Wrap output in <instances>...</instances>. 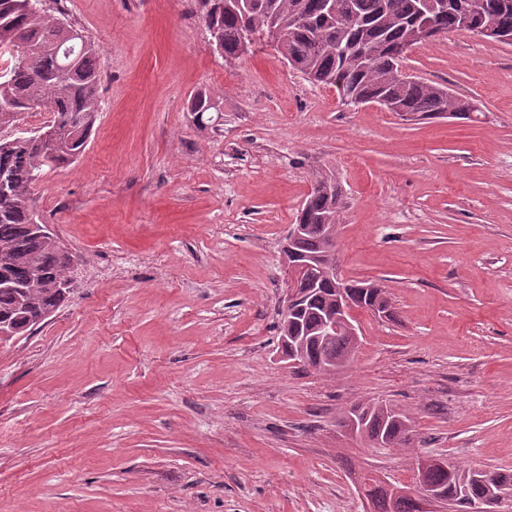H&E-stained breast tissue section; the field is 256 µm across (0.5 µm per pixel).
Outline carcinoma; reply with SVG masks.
<instances>
[{"label": "carcinoma", "instance_id": "cac0c4a2", "mask_svg": "<svg viewBox=\"0 0 512 512\" xmlns=\"http://www.w3.org/2000/svg\"><path fill=\"white\" fill-rule=\"evenodd\" d=\"M45 0H0V46L21 48L29 56L12 55L0 68V125L15 120L38 103L66 135L64 148L52 154L35 134L20 129L0 138V322L8 321L15 334L29 331L34 319L54 312L69 290L70 257L58 244L32 233L36 223L29 188L45 167L73 163L87 146L97 120L100 76L91 45L73 46L72 25L44 9ZM203 19L218 35L226 59L241 54L245 33L261 38L275 26L277 47L288 64L310 81L334 86L342 99L361 104L381 98L419 120L455 112L460 96L440 83L406 80L396 56L403 43L414 40L423 15L437 34L466 31L480 35L493 24L512 36V0H201ZM295 223L303 225L291 247L299 257L314 256L325 245V226L336 224L342 191L336 178L321 174ZM355 306L380 307L385 318L396 312L385 288L369 281L348 282ZM336 283L318 279L306 292L302 306L277 325L281 352L298 367L320 371L330 364L347 367L359 337L344 329L328 336L321 329L335 311ZM361 424V437L389 448L411 443V417L391 404L365 402L343 413ZM417 472L415 492L402 491L395 512H418L417 493L427 487L450 500L454 512H471L486 499H501L512 489V475L442 464L428 456L412 461ZM373 512H389L382 486L369 491Z\"/></svg>", "mask_w": 512, "mask_h": 512}]
</instances>
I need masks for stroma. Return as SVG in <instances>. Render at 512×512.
Here are the masks:
<instances>
[{"instance_id": "obj_1", "label": "stroma", "mask_w": 512, "mask_h": 512, "mask_svg": "<svg viewBox=\"0 0 512 512\" xmlns=\"http://www.w3.org/2000/svg\"><path fill=\"white\" fill-rule=\"evenodd\" d=\"M94 45L83 154L30 188L70 256L44 323L0 342V512H365L411 453L512 472V44L464 31L405 70L477 121L344 104L261 40L211 47L200 0H45ZM209 97L220 118L196 124ZM344 208L339 270L384 286L336 376L282 361L281 244L317 174ZM408 412L410 451L344 411Z\"/></svg>"}]
</instances>
